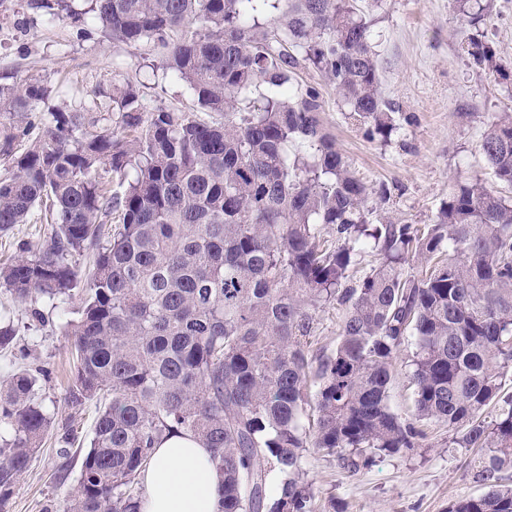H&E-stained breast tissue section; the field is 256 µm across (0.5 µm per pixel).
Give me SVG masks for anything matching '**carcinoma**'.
<instances>
[{
	"label": "carcinoma",
	"instance_id": "cac0c4a2",
	"mask_svg": "<svg viewBox=\"0 0 512 512\" xmlns=\"http://www.w3.org/2000/svg\"><path fill=\"white\" fill-rule=\"evenodd\" d=\"M47 21L81 20L70 0H28ZM90 0L115 43L152 46L192 91L196 112L149 108L139 88L112 92L113 124L79 109L49 113L21 143L48 96L39 77L0 84V233L42 208L51 227L0 266V287L52 307L83 293L74 403L101 402L70 512H140L139 473L174 434L211 449L220 512H315L304 451L353 473L374 456L421 447L445 425L472 448L484 487L448 512H512V112L481 150L497 186L457 184L435 221L380 214L390 191L357 178L320 119L321 89L296 81L304 62L332 85L370 140L399 112L356 0ZM467 55L507 78L479 28L494 0H455ZM118 178V189L100 170ZM330 237H325L326 231ZM377 263L355 279V257ZM86 256L80 268L76 258ZM426 263L406 275L408 257ZM346 307L336 349L309 356L316 312ZM413 346L415 420L393 413V364ZM39 370L0 387V512L51 426L35 396ZM317 382L315 429L302 417ZM278 495L268 496L271 478Z\"/></svg>",
	"mask_w": 512,
	"mask_h": 512
}]
</instances>
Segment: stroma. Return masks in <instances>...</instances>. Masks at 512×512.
Returning a JSON list of instances; mask_svg holds the SVG:
<instances>
[{"label":"stroma","mask_w":512,"mask_h":512,"mask_svg":"<svg viewBox=\"0 0 512 512\" xmlns=\"http://www.w3.org/2000/svg\"><path fill=\"white\" fill-rule=\"evenodd\" d=\"M381 63L382 90L407 115L390 137L366 139L334 89L309 68H300V84L319 86L325 110L321 120L336 145L366 183L388 184L392 218L414 224L433 223L440 204L460 180L492 182V169L481 148L487 124L512 105L504 85L470 64L460 43L467 34L454 0H358ZM503 64L512 71V0H497L481 27ZM156 50H137L107 41L100 25L75 27L71 19L53 23L28 7V0H0V83L33 74L50 89L47 108L85 107L105 118L115 86H138L147 102L191 110L184 84L157 67ZM41 212L27 223L0 233V263L21 255L46 233ZM35 303L0 288V317L17 330L12 344L0 349V383L20 370L43 369L38 395L52 424L18 479L9 512H66L82 456L89 447L99 404H72L75 375L71 337L64 326L75 319L78 300L54 309L43 306L44 326L32 327ZM344 307L330 305L316 315L310 353H330L339 340ZM411 350L395 361L387 402L401 418L414 417L409 383ZM446 426L427 428L420 448L375 458L358 473L337 457L309 448L304 469L317 512H448L460 498L476 497L483 488L467 475L466 449L454 447Z\"/></svg>","instance_id":"35a3bbf8"}]
</instances>
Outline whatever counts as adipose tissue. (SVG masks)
Here are the masks:
<instances>
[{"label": "adipose tissue", "instance_id": "ef3b65f1", "mask_svg": "<svg viewBox=\"0 0 512 512\" xmlns=\"http://www.w3.org/2000/svg\"><path fill=\"white\" fill-rule=\"evenodd\" d=\"M141 512H219L221 478L210 449L178 435L154 448L141 472Z\"/></svg>", "mask_w": 512, "mask_h": 512}]
</instances>
